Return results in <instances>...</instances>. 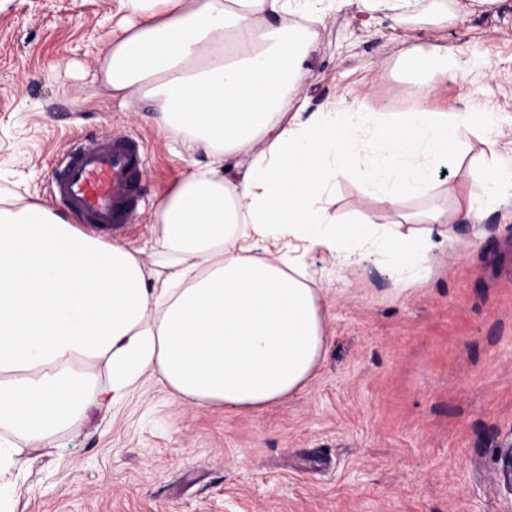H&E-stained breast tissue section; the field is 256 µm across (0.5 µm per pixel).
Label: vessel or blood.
<instances>
[{"mask_svg":"<svg viewBox=\"0 0 512 512\" xmlns=\"http://www.w3.org/2000/svg\"><path fill=\"white\" fill-rule=\"evenodd\" d=\"M143 165L134 139L79 138L56 165L52 195L77 223L105 232L131 222Z\"/></svg>","mask_w":512,"mask_h":512,"instance_id":"vessel-or-blood-1","label":"vessel or blood"}]
</instances>
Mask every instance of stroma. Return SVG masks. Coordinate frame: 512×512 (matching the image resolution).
Returning a JSON list of instances; mask_svg holds the SVG:
<instances>
[{"instance_id":"35a3bbf8","label":"stroma","mask_w":512,"mask_h":512,"mask_svg":"<svg viewBox=\"0 0 512 512\" xmlns=\"http://www.w3.org/2000/svg\"><path fill=\"white\" fill-rule=\"evenodd\" d=\"M127 21L117 0H0V190L55 208L49 184L71 141L129 134L145 164L133 219L112 235L150 263L152 215L190 158L177 132L100 87V53ZM315 33L312 109L492 110L512 140V0H417L404 25L343 0ZM431 46L466 72L408 73L406 55ZM461 148L462 167L437 161V189L401 211L449 208L472 190L469 171L490 154L471 130ZM448 183L456 196L442 192ZM366 206L380 203L361 179L336 182L341 221ZM305 261L328 291L308 388L237 413L189 405L145 374L123 402L25 446L11 512H512L494 479L495 452L512 443V191L457 227L426 273L374 248Z\"/></svg>"}]
</instances>
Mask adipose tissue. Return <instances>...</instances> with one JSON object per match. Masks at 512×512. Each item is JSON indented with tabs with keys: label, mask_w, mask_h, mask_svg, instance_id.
Wrapping results in <instances>:
<instances>
[{
	"label": "adipose tissue",
	"mask_w": 512,
	"mask_h": 512,
	"mask_svg": "<svg viewBox=\"0 0 512 512\" xmlns=\"http://www.w3.org/2000/svg\"><path fill=\"white\" fill-rule=\"evenodd\" d=\"M134 25L102 50L109 96L152 104L182 136L190 171L155 210L154 264L38 203L0 191V500L23 463L11 437L48 443L94 406L123 399L141 375L203 408L256 411L308 387L327 311L301 263L313 250L376 242L422 269L512 190L484 168L475 189L425 218L398 212L435 189V161L458 159L462 130L498 148L483 112H332L300 94L312 76L311 26L327 0H120ZM299 106L292 117L289 97ZM248 153L241 177L231 160ZM355 175L386 203L339 222L332 182ZM272 251L252 252L253 238ZM105 381H98L97 371Z\"/></svg>",
	"instance_id": "1"
}]
</instances>
